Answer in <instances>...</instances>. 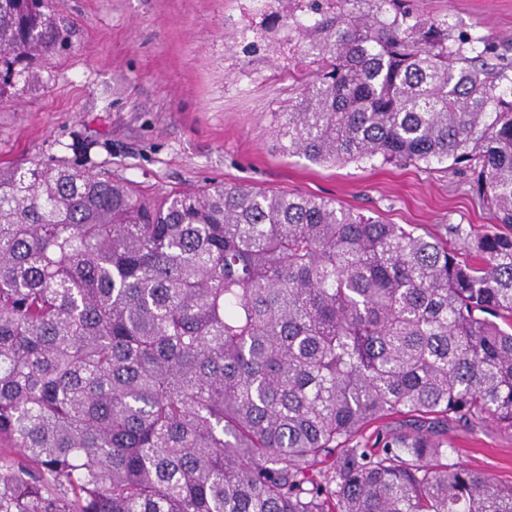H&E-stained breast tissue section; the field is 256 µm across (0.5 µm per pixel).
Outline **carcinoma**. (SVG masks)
<instances>
[{"label":"carcinoma","mask_w":512,"mask_h":512,"mask_svg":"<svg viewBox=\"0 0 512 512\" xmlns=\"http://www.w3.org/2000/svg\"><path fill=\"white\" fill-rule=\"evenodd\" d=\"M281 3L314 66L283 151L469 161L512 227L511 61L398 0ZM76 38L0 0V103ZM91 149L0 167V512H512L435 429L512 430V234L469 259L324 197L147 199Z\"/></svg>","instance_id":"cac0c4a2"}]
</instances>
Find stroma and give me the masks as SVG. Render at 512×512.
<instances>
[{
  "mask_svg": "<svg viewBox=\"0 0 512 512\" xmlns=\"http://www.w3.org/2000/svg\"><path fill=\"white\" fill-rule=\"evenodd\" d=\"M75 46L44 60L50 79L0 103V165L77 161L148 197L208 183L315 195L389 224L443 237L495 231L462 164L318 165L278 149L273 128L312 72L269 16L275 0H55ZM454 33L495 42L512 59V0H423ZM448 460L512 482V431L448 426Z\"/></svg>",
  "mask_w": 512,
  "mask_h": 512,
  "instance_id": "1",
  "label": "stroma"
}]
</instances>
